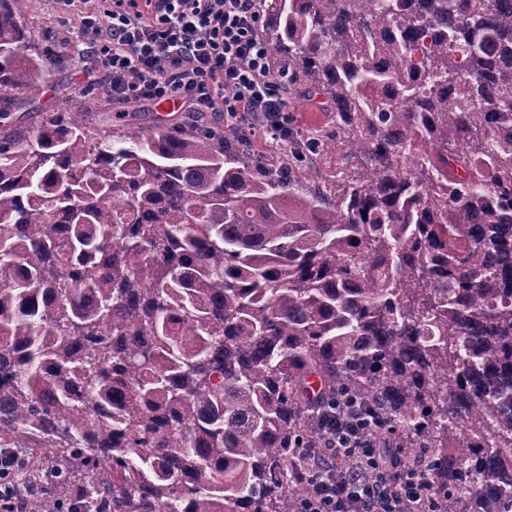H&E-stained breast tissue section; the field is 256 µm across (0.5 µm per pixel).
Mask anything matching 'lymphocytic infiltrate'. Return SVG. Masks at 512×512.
Listing matches in <instances>:
<instances>
[{"label":"lymphocytic infiltrate","mask_w":512,"mask_h":512,"mask_svg":"<svg viewBox=\"0 0 512 512\" xmlns=\"http://www.w3.org/2000/svg\"><path fill=\"white\" fill-rule=\"evenodd\" d=\"M84 42L53 47L104 71L107 96L129 104L174 103L176 111L215 117L213 131L233 142L287 140L291 117L271 51L258 34L254 0H54ZM323 437L303 449L310 489L298 512H435L421 465L387 458L353 404L328 406ZM17 457L0 449V512H26L36 484L10 475Z\"/></svg>","instance_id":"obj_1"}]
</instances>
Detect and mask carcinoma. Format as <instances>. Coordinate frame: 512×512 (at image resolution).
Segmentation results:
<instances>
[{"mask_svg": "<svg viewBox=\"0 0 512 512\" xmlns=\"http://www.w3.org/2000/svg\"><path fill=\"white\" fill-rule=\"evenodd\" d=\"M0 0V101L51 64ZM334 180L205 130L0 128V448L27 512H297L349 395L441 512H512V0H260Z\"/></svg>", "mask_w": 512, "mask_h": 512, "instance_id": "1", "label": "carcinoma"}]
</instances>
